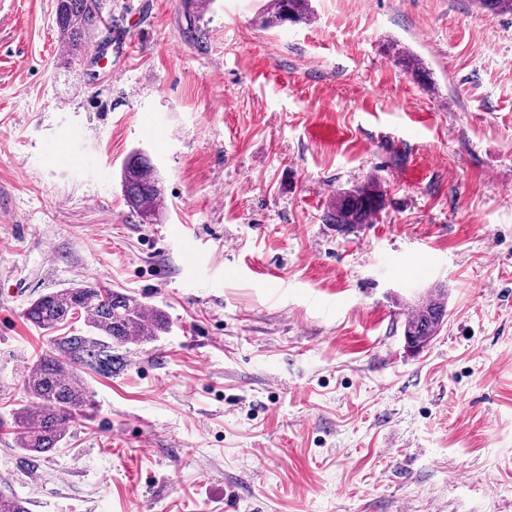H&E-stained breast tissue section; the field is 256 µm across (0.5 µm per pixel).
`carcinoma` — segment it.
Wrapping results in <instances>:
<instances>
[{
	"label": "carcinoma",
	"mask_w": 512,
	"mask_h": 512,
	"mask_svg": "<svg viewBox=\"0 0 512 512\" xmlns=\"http://www.w3.org/2000/svg\"><path fill=\"white\" fill-rule=\"evenodd\" d=\"M491 15H512V0H472ZM104 0H54L55 25L64 46V64L82 60L94 46L103 19ZM311 0H266L261 24L266 29L287 22L311 24ZM124 198L140 224H158L164 216L157 171L148 155L131 152L122 163ZM385 209V190L370 177L351 189H339L324 213V222L345 235L370 224ZM445 290L436 288L416 307L404 324L407 346L426 347L438 335L447 317ZM85 315V329L63 331L70 320ZM34 328L50 335L49 349L28 368L23 381L24 404L13 409L17 448L33 458L55 450L65 440L69 425L92 408L82 379L86 371L110 375L124 367L119 349L150 343L167 334L169 316L157 306L145 305L118 289L84 285L60 288L40 295L25 309ZM0 512H28L26 502L0 491Z\"/></svg>",
	"instance_id": "carcinoma-1"
}]
</instances>
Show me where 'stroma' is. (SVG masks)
Listing matches in <instances>:
<instances>
[{
    "label": "stroma",
    "mask_w": 512,
    "mask_h": 512,
    "mask_svg": "<svg viewBox=\"0 0 512 512\" xmlns=\"http://www.w3.org/2000/svg\"><path fill=\"white\" fill-rule=\"evenodd\" d=\"M263 2L106 0L69 70L54 0H0V487L29 512H512V15L312 0L265 29ZM136 149L159 224L124 201ZM371 176L385 209L337 235L330 200ZM87 283L172 330L85 374L94 412L32 460L12 410L49 340L23 313ZM124 198L139 224H159L164 216L157 171L142 150L131 152L122 163ZM447 295L442 288H435L425 303L416 307L404 324V336L407 346L420 351L438 335L448 309Z\"/></svg>",
    "instance_id": "obj_1"
}]
</instances>
